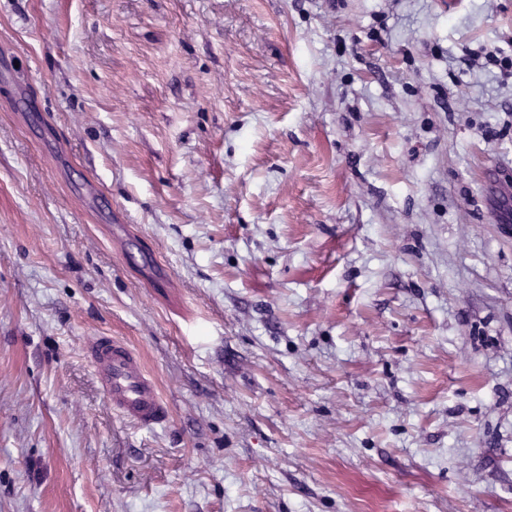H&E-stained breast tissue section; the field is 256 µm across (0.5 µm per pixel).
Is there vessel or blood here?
Instances as JSON below:
<instances>
[{
	"instance_id": "obj_1",
	"label": "vessel or blood",
	"mask_w": 512,
	"mask_h": 512,
	"mask_svg": "<svg viewBox=\"0 0 512 512\" xmlns=\"http://www.w3.org/2000/svg\"><path fill=\"white\" fill-rule=\"evenodd\" d=\"M84 355L115 413L137 427L165 424L171 414L155 380L140 356L126 342L111 336H90Z\"/></svg>"
}]
</instances>
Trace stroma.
Segmentation results:
<instances>
[{
    "label": "stroma",
    "mask_w": 512,
    "mask_h": 512,
    "mask_svg": "<svg viewBox=\"0 0 512 512\" xmlns=\"http://www.w3.org/2000/svg\"><path fill=\"white\" fill-rule=\"evenodd\" d=\"M2 56L0 512H512V0H0ZM83 350L112 410L123 420L144 429L168 421V404L140 356L126 342L112 336H88Z\"/></svg>",
    "instance_id": "obj_1"
}]
</instances>
